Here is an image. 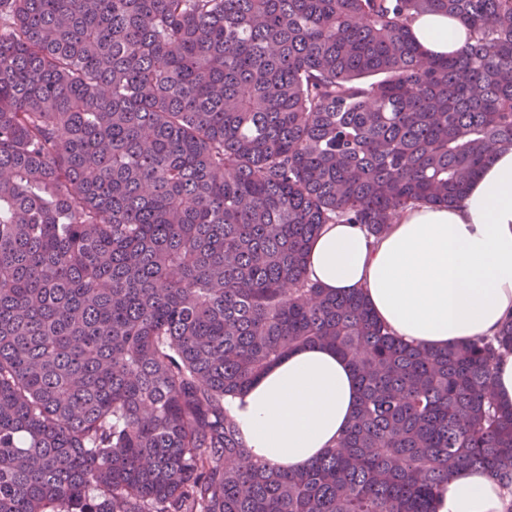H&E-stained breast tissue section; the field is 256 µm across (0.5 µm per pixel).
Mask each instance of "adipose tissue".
Here are the masks:
<instances>
[{"label": "adipose tissue", "instance_id": "ef3b65f1", "mask_svg": "<svg viewBox=\"0 0 512 512\" xmlns=\"http://www.w3.org/2000/svg\"><path fill=\"white\" fill-rule=\"evenodd\" d=\"M422 50L457 55L471 42L454 16L421 13L410 23ZM313 282L362 291L375 317L402 339L433 349L496 334L512 316V148L498 149L458 204H419L381 235L360 224L324 225L307 263ZM359 385L348 359L312 345L271 365L225 405L254 459L305 466L350 426ZM435 512H512L496 478L457 470Z\"/></svg>", "mask_w": 512, "mask_h": 512}]
</instances>
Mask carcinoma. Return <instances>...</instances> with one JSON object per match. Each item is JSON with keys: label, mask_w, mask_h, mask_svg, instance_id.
Returning a JSON list of instances; mask_svg holds the SVG:
<instances>
[{"label": "carcinoma", "mask_w": 512, "mask_h": 512, "mask_svg": "<svg viewBox=\"0 0 512 512\" xmlns=\"http://www.w3.org/2000/svg\"><path fill=\"white\" fill-rule=\"evenodd\" d=\"M470 27L424 54L413 15ZM512 147V0H0V512H433L512 490V317L431 349L311 282L325 224L459 202ZM349 358V429L253 461L224 397ZM494 397L502 406L512 405V353L501 355L494 365ZM511 501L496 478L465 467L449 477L432 506L435 512H507Z\"/></svg>", "instance_id": "obj_1"}]
</instances>
